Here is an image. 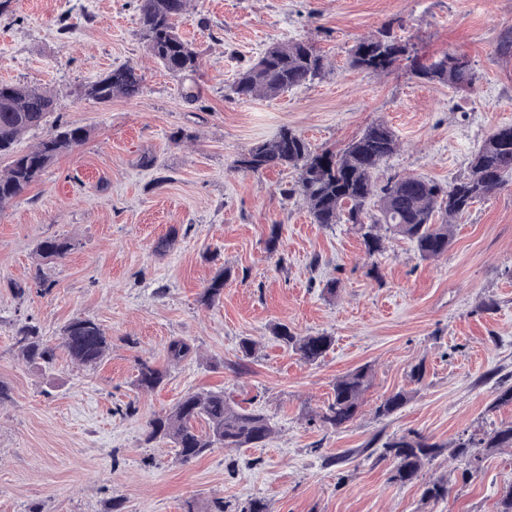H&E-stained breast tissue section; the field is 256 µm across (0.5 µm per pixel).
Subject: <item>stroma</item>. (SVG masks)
Segmentation results:
<instances>
[{"label":"stroma","mask_w":512,"mask_h":512,"mask_svg":"<svg viewBox=\"0 0 512 512\" xmlns=\"http://www.w3.org/2000/svg\"><path fill=\"white\" fill-rule=\"evenodd\" d=\"M138 18V0L0 5V81L51 92L49 126L89 132L0 211V382L10 389L0 404V512H213L219 503L242 512L255 498L271 512H495L512 484V448L484 455L470 473L450 449L512 422V404L491 406L512 385V172L452 224L447 254L424 260L392 235L382 254L366 255L351 225L313 223L301 198L281 195L295 169L251 174L235 162L284 127L339 151L382 121L399 147L380 177H464L484 141L512 124V49L503 47L512 0H191L178 30L201 68L186 80L148 57ZM385 27L408 58L379 75L351 67L356 41ZM294 39L324 55V77L273 98L233 94L239 71ZM444 54L469 59L473 88L413 75L412 59ZM124 64L141 71V95L85 99V85ZM49 126L28 130L16 151ZM173 231V249L156 252ZM53 237L75 248L48 262L36 248ZM224 267L232 277L223 295L203 305ZM331 279L332 297L323 291ZM487 301L493 310H483ZM76 316L109 337L101 364L79 367L60 352L37 366L18 353L22 324L56 346ZM279 323L334 343L304 362L274 338ZM244 338L256 342L254 355L243 356ZM176 339L192 347L180 361L167 355ZM143 361L164 373L149 393L136 384ZM418 363L426 378L415 384L408 372ZM361 366L372 382L357 416L323 426L336 379ZM203 390L267 415L271 439L188 462L146 442L152 419ZM401 390L408 402L376 417ZM409 431L442 449L418 482L400 485L380 446ZM436 479L447 481V497L422 499L421 484Z\"/></svg>","instance_id":"stroma-1"}]
</instances>
